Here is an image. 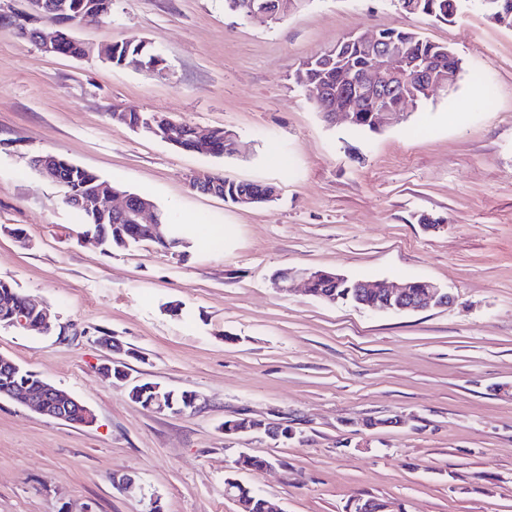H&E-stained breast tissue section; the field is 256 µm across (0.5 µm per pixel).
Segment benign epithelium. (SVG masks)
Returning <instances> with one entry per match:
<instances>
[{
	"mask_svg": "<svg viewBox=\"0 0 512 512\" xmlns=\"http://www.w3.org/2000/svg\"><path fill=\"white\" fill-rule=\"evenodd\" d=\"M28 4V10L15 18V26L19 33L27 36L34 30L38 34L37 45L43 52L53 55L63 53L64 44L72 40L69 34L70 20L65 18L64 11L56 6L53 12H48L44 0H28ZM290 5V0H275L268 4L252 3L247 7L244 18L260 17L276 22L283 17ZM47 23L56 26V30L50 35L45 34L42 28V25ZM352 41L372 59L371 66L362 71L344 68L343 81L334 90L319 82L300 80L312 101L325 112L331 122L344 121L353 124L365 116L377 127L399 118L402 109L411 100L418 98V94L421 93L429 99L436 91L448 88L456 82V75L426 65L415 58L405 44L385 42L376 34L354 35ZM60 163L59 158L51 155L37 156L33 159L34 166L53 180L57 179ZM190 181L196 190L213 194L221 178L206 171H199L190 176ZM276 196L275 187L270 185L260 196L240 195L237 203L248 207L259 200L271 202ZM77 204L104 214H122L135 224L149 225L153 236H163V224L153 218V204L144 199L137 200L136 205L132 207L129 195H122L109 189L105 192L97 190L79 199ZM322 275L323 271L315 269L290 271L287 276L274 279V284L279 290L286 292L288 281L291 279L299 278L308 286ZM354 287L387 302L394 301L403 311L441 307L452 302V297L431 281L390 286L380 282L359 280L354 282ZM413 288L416 289L414 294L411 293ZM29 302L33 312L25 310L13 314L9 325L23 330L37 329L43 333L50 332L53 326L50 309L34 298L29 299ZM7 396L60 420L65 419L66 408L81 405V402L70 394L45 381L39 383V389L35 392H9Z\"/></svg>",
	"mask_w": 512,
	"mask_h": 512,
	"instance_id": "benign-epithelium-1",
	"label": "benign epithelium"
}]
</instances>
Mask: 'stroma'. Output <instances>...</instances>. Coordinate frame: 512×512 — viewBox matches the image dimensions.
I'll use <instances>...</instances> for the list:
<instances>
[{
  "mask_svg": "<svg viewBox=\"0 0 512 512\" xmlns=\"http://www.w3.org/2000/svg\"><path fill=\"white\" fill-rule=\"evenodd\" d=\"M0 0V278L55 313L51 334L0 328V354L67 391L85 427L0 396V512H238L234 478L279 512H512V29L475 5L443 24L397 0H302L276 23L224 0H112L78 26L89 49L44 53L5 24ZM402 26L460 58L456 86L373 132L328 124L296 69L353 33ZM136 36L159 72L115 67L98 50ZM152 112L226 128L243 157H211L113 121ZM63 157L149 197L182 240L112 251L32 157ZM205 170L269 183L243 208L193 191ZM436 218L435 227L420 215ZM224 227V245L194 235ZM22 228L18 242L13 228ZM354 280H427L451 306L394 313L309 295L282 271ZM111 337L106 349L101 337ZM129 379L195 392L198 408L159 412ZM291 425L292 441L228 435L224 420ZM271 461L238 470L239 453ZM134 492L119 486L124 476Z\"/></svg>",
  "mask_w": 512,
  "mask_h": 512,
  "instance_id": "35a3bbf8",
  "label": "stroma"
}]
</instances>
